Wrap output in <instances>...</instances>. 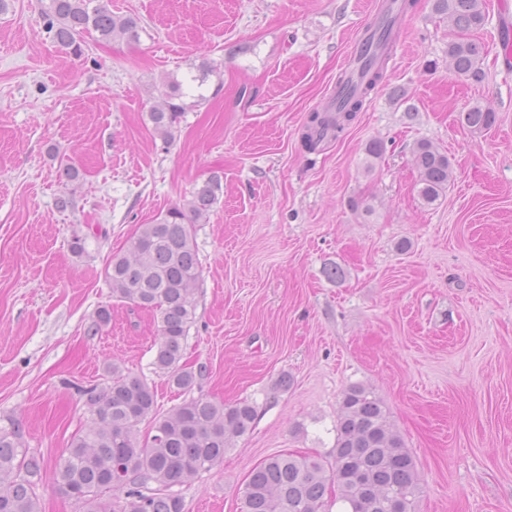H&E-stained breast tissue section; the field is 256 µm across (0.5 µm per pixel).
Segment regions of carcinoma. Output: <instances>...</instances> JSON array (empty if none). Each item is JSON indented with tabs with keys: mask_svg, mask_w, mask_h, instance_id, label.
<instances>
[{
	"mask_svg": "<svg viewBox=\"0 0 512 512\" xmlns=\"http://www.w3.org/2000/svg\"><path fill=\"white\" fill-rule=\"evenodd\" d=\"M413 3L385 18L363 43L358 61L368 77L346 89L337 107L327 106L309 117L304 141L313 148L335 138L355 117L382 82L388 52L401 15ZM433 10L461 32L482 28L485 0H433ZM56 43L79 56L81 37L89 29L101 39L137 37L134 19L112 13L108 0H48L42 13ZM484 47L465 37L448 41L454 72L479 80ZM162 104L149 113L154 131L167 139L184 112L179 103L183 83L167 80L159 89ZM496 112L475 103L462 113L474 131L490 128ZM419 173L418 194L432 205L448 190L452 166L448 155L428 141L412 149ZM220 180L205 182L186 204L174 206L150 224H141L127 251L112 255L106 279L112 297L158 315L154 366L176 388L189 391L194 371L185 367L184 345L195 318L193 298L200 266L191 225L203 219L218 200ZM103 385L80 388L92 415L89 428L73 436L68 452L55 463L58 490L81 504L83 512H184L182 498L171 487L224 461V452L251 430L257 405L226 404L207 397L191 398L167 414H156L155 393L141 379L108 366ZM152 419L154 434L137 440L139 425ZM336 443L330 459L276 455L256 467L245 485L246 512H326V496L336 493L346 512H416L420 483L412 456L393 430L383 401L368 387L353 385L342 395L336 419ZM42 462L28 455L20 431L0 429V512H40L36 493ZM124 494V504L112 501Z\"/></svg>",
	"mask_w": 512,
	"mask_h": 512,
	"instance_id": "obj_1",
	"label": "carcinoma"
}]
</instances>
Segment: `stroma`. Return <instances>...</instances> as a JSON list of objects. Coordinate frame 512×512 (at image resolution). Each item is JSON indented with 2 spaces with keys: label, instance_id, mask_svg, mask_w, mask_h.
<instances>
[{
  "label": "stroma",
  "instance_id": "35a3bbf8",
  "mask_svg": "<svg viewBox=\"0 0 512 512\" xmlns=\"http://www.w3.org/2000/svg\"><path fill=\"white\" fill-rule=\"evenodd\" d=\"M46 2L0 0V427L18 425L44 462L41 512H80L55 463L91 421L78 387L111 363L155 390L161 416L191 396L258 405L223 463L174 486L184 512H245L258 464L328 456L356 384L382 399L414 458L417 512H512V66L499 0L477 34L478 82L453 72V31L416 0L384 83L313 151L307 119L379 0H111L137 38L90 31L79 56L46 32ZM204 61V101L184 97L163 141L149 120L156 86ZM477 102L497 113L482 132L460 120ZM420 140L452 165L431 206L412 160ZM373 141L384 152L371 164ZM64 156L77 179L62 177ZM214 177L219 198L192 228L201 276L185 360L199 378L183 392L153 365L154 313L113 300L104 268ZM106 303L112 320L94 330Z\"/></svg>",
  "mask_w": 512,
  "mask_h": 512
}]
</instances>
